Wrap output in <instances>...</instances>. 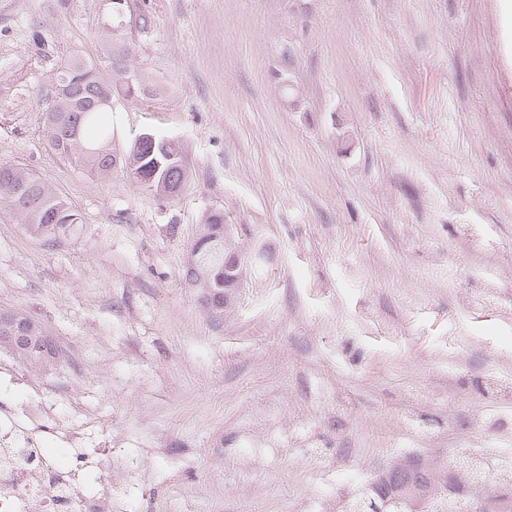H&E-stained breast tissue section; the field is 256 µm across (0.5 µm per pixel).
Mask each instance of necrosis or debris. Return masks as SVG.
<instances>
[{
    "instance_id": "1",
    "label": "necrosis or debris",
    "mask_w": 512,
    "mask_h": 512,
    "mask_svg": "<svg viewBox=\"0 0 512 512\" xmlns=\"http://www.w3.org/2000/svg\"><path fill=\"white\" fill-rule=\"evenodd\" d=\"M39 410L29 412L37 421ZM8 430L0 435V512H112L108 494L90 495L78 470L55 464L46 449L37 447L30 426L15 423L12 414L0 413Z\"/></svg>"
}]
</instances>
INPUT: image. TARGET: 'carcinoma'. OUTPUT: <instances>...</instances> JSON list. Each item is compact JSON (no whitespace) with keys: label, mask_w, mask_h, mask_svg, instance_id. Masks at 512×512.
Instances as JSON below:
<instances>
[{"label":"carcinoma","mask_w":512,"mask_h":512,"mask_svg":"<svg viewBox=\"0 0 512 512\" xmlns=\"http://www.w3.org/2000/svg\"><path fill=\"white\" fill-rule=\"evenodd\" d=\"M108 50V68L116 76H125L129 48L122 36H112ZM54 104L56 111L45 113V125L50 131V145L61 155L73 156L97 175L105 178L112 171L116 156L112 154V131L101 120L108 107L102 101L112 96V78L104 77L97 63L72 57L61 67ZM157 154L152 143L136 142L125 160L127 167L143 171L134 180L140 185L151 179L152 165ZM161 174L173 185H183L188 171L183 160L163 162ZM0 204L15 211L22 218L30 235L48 242L57 241L69 225L56 221L68 201L50 185L29 171L0 163ZM185 278L191 283L201 280L214 286L211 314H224V289L216 283L224 280V265L203 271L197 269L192 257H187ZM25 324L29 341L16 348L15 354L36 366H49L59 358V348L49 338L42 324L20 313L13 314ZM469 485L483 479L480 463L465 459L459 462ZM436 476L427 467L398 466L389 475L379 478L369 492L341 506L340 512H485L486 502L493 503L490 512H512V493L493 492L476 498L457 482H445L446 494L433 496Z\"/></svg>","instance_id":"carcinoma-1"}]
</instances>
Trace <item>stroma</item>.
I'll list each match as a JSON object with an SVG mask.
<instances>
[{
	"label": "stroma",
	"mask_w": 512,
	"mask_h": 512,
	"mask_svg": "<svg viewBox=\"0 0 512 512\" xmlns=\"http://www.w3.org/2000/svg\"><path fill=\"white\" fill-rule=\"evenodd\" d=\"M147 26H140V18ZM124 156L178 140L161 199L54 151L64 60L104 63L110 0H0V162L77 210L55 243L0 206V408L112 459V512H319L395 460L512 448V0H126ZM219 212L249 258L212 320L183 270ZM78 431L65 444L69 431ZM13 317L18 324H25V331L30 336L29 341L17 346L15 353L20 359L36 366L52 365L59 358V348L53 339L49 338L42 324L35 319L20 313L3 315L0 318V325L10 328L13 325Z\"/></svg>",
	"instance_id": "35a3bbf8"
}]
</instances>
